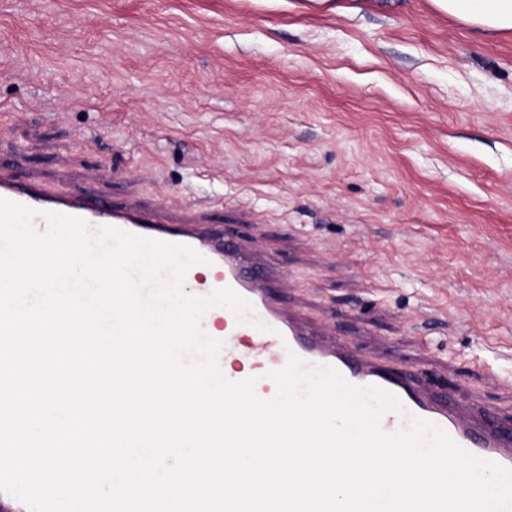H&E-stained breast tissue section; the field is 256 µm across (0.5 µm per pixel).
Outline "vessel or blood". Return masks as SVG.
<instances>
[{
    "label": "vessel or blood",
    "instance_id": "obj_1",
    "mask_svg": "<svg viewBox=\"0 0 512 512\" xmlns=\"http://www.w3.org/2000/svg\"><path fill=\"white\" fill-rule=\"evenodd\" d=\"M0 198L24 204L38 215L33 225L45 231V212L54 211L85 219L92 227L114 226L157 240L188 245L210 261L212 278L188 271L186 283L196 294L232 287L248 299L268 330L253 343L243 342L242 324L234 315L224 318V358L270 371L284 367L289 354L313 366L332 367L357 386L377 385L400 398L405 413L383 414L380 426L391 433L404 427L405 414L431 421L443 428L473 455L512 468V426L496 421L485 409L455 393L435 392L423 378L353 352L348 343L308 326L282 301L286 278L265 260L253 241L244 239L236 226L208 217L182 222L164 219L160 209L130 204L116 205L94 192H53L35 182H21L0 173Z\"/></svg>",
    "mask_w": 512,
    "mask_h": 512
}]
</instances>
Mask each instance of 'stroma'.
I'll return each instance as SVG.
<instances>
[{"mask_svg":"<svg viewBox=\"0 0 512 512\" xmlns=\"http://www.w3.org/2000/svg\"><path fill=\"white\" fill-rule=\"evenodd\" d=\"M0 0V167L237 225L291 309L512 423V35L430 0Z\"/></svg>","mask_w":512,"mask_h":512,"instance_id":"35a3bbf8","label":"stroma"}]
</instances>
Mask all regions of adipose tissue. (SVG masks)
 <instances>
[{
	"mask_svg": "<svg viewBox=\"0 0 512 512\" xmlns=\"http://www.w3.org/2000/svg\"><path fill=\"white\" fill-rule=\"evenodd\" d=\"M433 7L486 37L512 34V0H431Z\"/></svg>",
	"mask_w": 512,
	"mask_h": 512,
	"instance_id": "ef3b65f1",
	"label": "adipose tissue"
}]
</instances>
